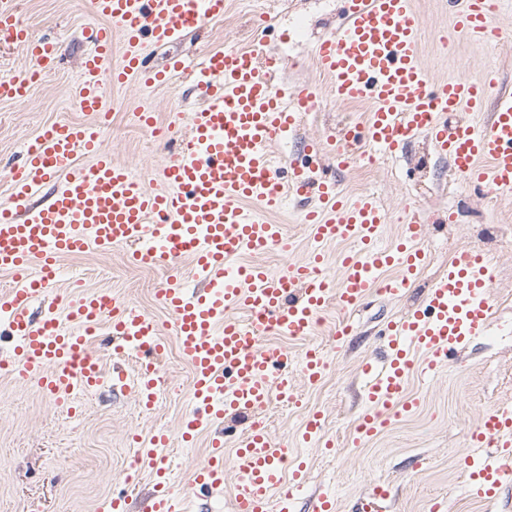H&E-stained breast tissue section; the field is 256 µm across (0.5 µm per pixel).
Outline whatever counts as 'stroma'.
Masks as SVG:
<instances>
[{
	"label": "stroma",
	"instance_id": "1",
	"mask_svg": "<svg viewBox=\"0 0 512 512\" xmlns=\"http://www.w3.org/2000/svg\"><path fill=\"white\" fill-rule=\"evenodd\" d=\"M343 0H227L224 18L189 32L178 43L147 49L151 66L162 68L175 59L190 60L225 46L255 47L283 57L281 79L292 85H324L312 54L315 42L335 28ZM422 21L420 57L438 81L482 76L487 68L498 71V92L512 93V44L496 47L458 40L443 46L440 37L451 29L443 0H417ZM269 18L268 32L255 31L258 15ZM20 15L35 33L54 37L59 58L54 70L33 84L25 100L0 101V205L11 202L8 174L24 144L58 121L89 122L74 91L81 63L93 47L90 34L100 26L91 0H21ZM112 118L103 131L105 147L151 189H162L160 171L182 143L185 127L177 113L198 108L188 84L149 86L132 78L106 89ZM155 114L158 128L141 126L142 106ZM368 105H336L323 93L319 108L300 116L295 131L275 153L289 159L308 140L323 139L346 124L363 122ZM344 194L375 192L386 212L380 247L390 246L402 231L406 207L424 211L427 223L420 242L427 259L404 297L391 299L373 292L355 310L327 307L322 323L302 339H281L293 368L311 344L325 349L329 367L316 385L297 380L299 402L272 401L262 416L274 442L295 443L307 463L308 482L293 512H311L315 497L332 492L341 507L373 486H388L393 495L391 512H430L441 503L443 512H512V485L498 496L477 499L466 492L462 459L482 454L471 434L483 413L494 407H512V234L500 238L489 230L501 215H512V198L484 197L462 188L448 158L439 155L425 138L412 140L391 158H378L369 166H350L337 172ZM302 203L291 201L274 214L284 227L287 249H271L258 262L279 270L286 262L306 259L313 244L308 225L300 221ZM467 249L492 257L495 279L490 291L493 329L477 337L458 359L435 374H410L406 393L418 399L413 414L392 420L369 441L353 444V428L364 408L361 365L381 357L378 330L389 320L414 309L449 263ZM62 273L46 294L32 302L34 318L49 304H64L73 285L86 292L112 294L122 307L145 314L159 327L166 342L159 368L163 378L152 405L112 380L119 368L135 374L131 360L112 355L111 316L100 321L91 350L102 359L106 378L92 393L78 394L71 406L56 405L30 379L0 375V512H111L114 493L126 491L127 512H148L153 480L142 469L134 485H126L124 462L133 454V437L149 439L162 431L169 435V464L177 490L187 497L188 512H232V477L214 494L192 493L190 480L207 459L211 426L198 429L196 440L183 445L179 432L190 410L192 372L176 348L171 313L161 303L168 272L131 265L126 248H91L61 262ZM350 323L354 339L334 347L331 335ZM322 412L324 433L335 443L333 451L300 443L305 417Z\"/></svg>",
	"mask_w": 512,
	"mask_h": 512
}]
</instances>
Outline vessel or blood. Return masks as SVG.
Returning <instances> with one entry per match:
<instances>
[{"mask_svg":"<svg viewBox=\"0 0 512 512\" xmlns=\"http://www.w3.org/2000/svg\"><path fill=\"white\" fill-rule=\"evenodd\" d=\"M448 2L454 16L451 38L487 45L505 38L494 22L492 0ZM91 6L103 25L95 31V48L85 58L75 93L80 110L94 120L52 124L26 144L21 162L10 171L12 201L0 208V270L15 281L0 296V324L17 342L10 364L59 404L72 402L75 391L97 389L102 369L87 338L108 313L112 350L136 357L137 385L145 403H152L165 345L146 315L114 310L108 294L79 291L65 305L64 319L37 322L31 302L55 280L61 259L93 247L127 246L129 262L140 268L172 267L190 258L197 289L183 288L175 279L161 292L173 316L178 352L192 370L193 408L180 438L191 443L205 421L240 426L229 464L235 472V512H288L295 490L307 481L306 464L287 445L273 442L260 414L271 399L293 401L295 380L287 351L262 340L311 335L325 307L351 310L379 283L386 295L403 296L426 259L419 246L426 217L421 210L409 211L400 242L383 249L378 240L386 215L374 194L346 198L334 181L305 164L292 167L288 178L279 177L271 166L274 146L294 131L300 113L315 109L323 93L315 85L276 82L283 67L280 55L225 47L193 62L174 61L162 71L147 67L145 44H171L202 23L223 19L225 0H91ZM114 26L121 32L117 61L112 58ZM421 34L416 0H347L340 23L316 42L313 55L336 104L368 103L372 112L363 125L342 127L323 142L308 141V157L330 156L346 168L358 149L392 156L422 136L448 157L462 182L511 198L512 94L495 93L493 70L477 80L432 82L419 58ZM0 44L22 47L40 71L55 67L57 43L21 21L17 0H0ZM131 76L148 85L185 77L203 100L180 150L162 170L161 190L146 188L103 144L102 120L109 112L105 83L120 84ZM29 85L18 74L1 77L0 99L23 100ZM485 110L491 113L488 123L469 120V113ZM81 151L94 155L90 168L77 166ZM60 173L67 182L52 189ZM44 188L48 196L31 203ZM288 195L305 199L300 219L316 242L357 245V252L341 256L338 277L325 273L318 251L276 273L257 262L258 254L285 244L283 226L270 216ZM245 254L254 255V262L240 264ZM389 266L400 268V275L380 281V272ZM492 280L485 255L463 251L419 306L387 323L385 360L362 367L368 408L358 418L356 442L368 441L384 427V411L411 410L404 378L416 355H423L426 370L433 372L473 337L486 335ZM242 312L249 313V322L239 320ZM301 358L305 380L318 383L326 368L319 347H306ZM301 438L334 447L318 412L307 415ZM472 438L492 453L464 457L467 490L475 497L494 496L512 483V407L487 412ZM169 442L160 432L139 448L140 462L153 475L151 512H185V499L172 486L162 453ZM225 466L219 434L211 438L208 458L194 474V488L223 486ZM389 497L386 487L374 486L352 512H386Z\"/></svg>","mask_w":512,"mask_h":512,"instance_id":"b4317fda","label":"vessel or blood"}]
</instances>
